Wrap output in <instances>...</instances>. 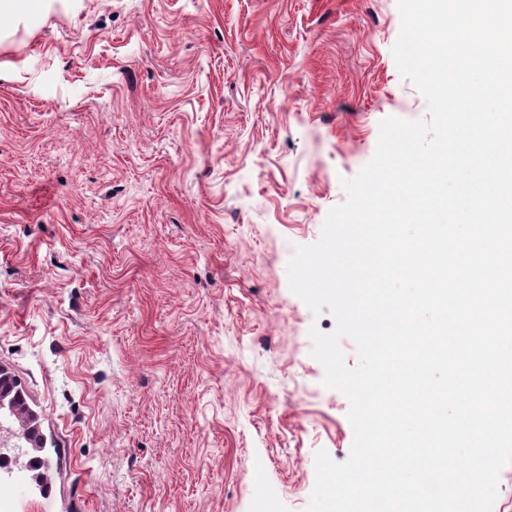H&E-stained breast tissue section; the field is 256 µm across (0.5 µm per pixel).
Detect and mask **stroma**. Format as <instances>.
I'll return each mask as SVG.
<instances>
[{
  "instance_id": "stroma-1",
  "label": "stroma",
  "mask_w": 512,
  "mask_h": 512,
  "mask_svg": "<svg viewBox=\"0 0 512 512\" xmlns=\"http://www.w3.org/2000/svg\"><path fill=\"white\" fill-rule=\"evenodd\" d=\"M397 0H32L0 19V365L61 451L0 512H305L346 461L288 262L428 104Z\"/></svg>"
}]
</instances>
